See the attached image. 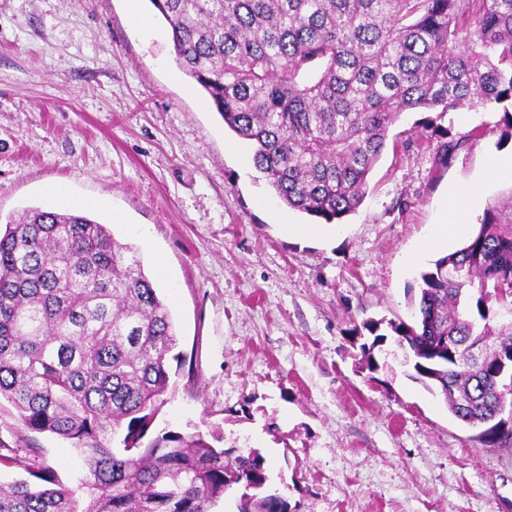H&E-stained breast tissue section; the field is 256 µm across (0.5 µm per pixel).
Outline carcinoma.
<instances>
[{"instance_id": "cac0c4a2", "label": "carcinoma", "mask_w": 512, "mask_h": 512, "mask_svg": "<svg viewBox=\"0 0 512 512\" xmlns=\"http://www.w3.org/2000/svg\"><path fill=\"white\" fill-rule=\"evenodd\" d=\"M178 68L255 145L279 198L317 224L363 203L390 127L407 111L501 104L512 129V0H150ZM436 157L456 144L435 129ZM416 322L389 323L413 379L486 447H512L492 375L512 349V187L462 246L420 273ZM374 335L361 345L374 370ZM483 342L481 362L463 363ZM171 312L131 247L105 224L30 208L0 233V399L84 457L76 487L46 467L0 482V512H210L241 486L239 512H287L257 449L229 461L219 436L143 439L179 360ZM468 403L463 409L455 397Z\"/></svg>"}]
</instances>
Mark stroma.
Wrapping results in <instances>:
<instances>
[{
    "mask_svg": "<svg viewBox=\"0 0 512 512\" xmlns=\"http://www.w3.org/2000/svg\"><path fill=\"white\" fill-rule=\"evenodd\" d=\"M436 128L456 143L444 166ZM505 129L499 106L403 113L359 209L291 236L284 223L306 216L181 73L163 19L136 27L124 0H0V222L68 209L138 247L180 355L153 432L260 449L288 512H512V447L476 442L394 342L377 370L359 363L364 321H412L419 274L442 252L404 258L450 192L476 188V225L512 187L489 166L512 154ZM0 442L18 451L1 481L26 478L31 447L63 483L85 471L70 441L24 429L4 400Z\"/></svg>",
    "mask_w": 512,
    "mask_h": 512,
    "instance_id": "stroma-1",
    "label": "stroma"
}]
</instances>
